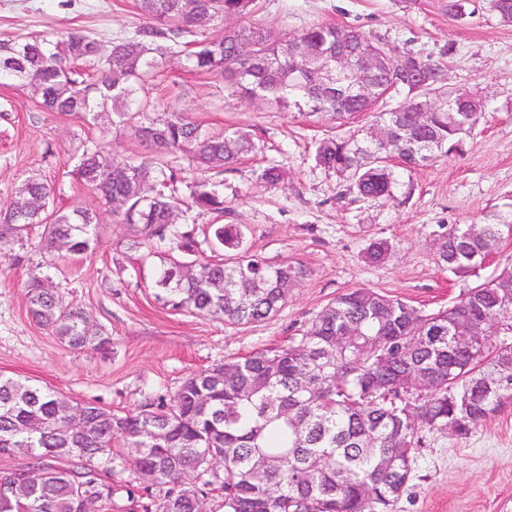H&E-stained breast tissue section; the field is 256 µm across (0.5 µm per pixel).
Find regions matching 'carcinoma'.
Returning a JSON list of instances; mask_svg holds the SVG:
<instances>
[{
    "label": "carcinoma",
    "instance_id": "cac0c4a2",
    "mask_svg": "<svg viewBox=\"0 0 512 512\" xmlns=\"http://www.w3.org/2000/svg\"><path fill=\"white\" fill-rule=\"evenodd\" d=\"M254 0H136L142 23L134 36L105 50L76 28L47 36L0 42V73L21 87L34 86L47 112L128 129L145 148L120 157L102 136L77 142L72 174L135 234L127 250L168 249L155 280L156 297L178 312L207 314L230 324H253L275 315L288 289L309 276L299 262L272 264L244 249L237 224H211L204 240L230 258L191 260L197 253L196 213L224 214V167L253 151L238 129L213 132L185 112H160L138 92L154 80L163 61L158 42L189 47L184 68L221 75L252 99L305 102L309 115L339 124L369 111L350 82L327 85L324 69L336 66L333 24L300 34L276 35L261 23L231 25L252 11ZM221 26L215 34L206 31ZM382 38L350 28L344 48L372 53ZM95 74L76 78L75 65ZM405 74L388 61L375 83L407 100L448 91L444 66L420 61ZM483 112H432L423 125L411 112H376L392 127L390 140L372 144L360 130L321 140L317 166L346 182L359 200L383 203L400 177L391 162L411 168L470 131ZM184 159L188 167L179 164ZM194 172L186 182V169ZM186 183L188 196L178 194ZM53 189L25 179L0 207V257L24 262L15 247L43 228L50 255H82L96 249L99 215L78 205H50ZM512 224H486L479 237L469 225L452 224L435 239L436 261L459 279L479 277L486 259ZM395 251L374 239L365 260L379 264ZM512 267L476 283L448 307L425 313L373 288L344 292L327 305L286 348L259 349L187 377L168 395H150L125 414L84 402L85 427L74 430L62 394L0 375V455L23 453L25 463L0 476V512H82L84 504L112 508L114 463L124 461L137 491L150 503L143 512H203L219 493L223 512H389L407 487L423 432L467 436L512 401V310L485 349L460 343V317H488L501 310V278ZM32 320L74 351L105 350L106 330L77 304H65L37 265L28 272Z\"/></svg>",
    "mask_w": 512,
    "mask_h": 512
}]
</instances>
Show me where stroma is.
Here are the masks:
<instances>
[{
	"label": "stroma",
	"instance_id": "1",
	"mask_svg": "<svg viewBox=\"0 0 512 512\" xmlns=\"http://www.w3.org/2000/svg\"><path fill=\"white\" fill-rule=\"evenodd\" d=\"M447 0H257L251 22L292 34L316 23L353 27L444 66L450 87L475 92L483 114L447 156L401 171V186L384 205L354 200L335 174L317 168L315 144L334 123L296 107L271 108L245 98L217 75L181 68L165 52L151 101L185 112L216 130L239 128L256 145L221 178L227 209L197 224H240L250 253L297 261L310 271L280 311L254 324L163 308L153 284L164 255L126 250L129 226L102 213L93 253L50 259L33 231L26 262H0V374L51 387L75 402L100 401L122 414L145 397L173 393L195 371L262 348L288 346L338 295L368 287L433 312L470 283L442 271L434 239L451 224H512V24L491 0H470L465 18ZM135 0H0V41L77 28L102 44L133 36ZM98 126L74 115L41 111L29 89L0 84V206L27 177L46 179L57 206L78 201L100 211L97 197L72 176L76 138ZM280 165L282 187H267L262 170ZM394 242L385 263L364 260L370 239ZM53 261L52 285L107 330L104 352H75L28 313L29 267ZM391 512H512V401L464 438L430 434L418 449L412 478Z\"/></svg>",
	"mask_w": 512,
	"mask_h": 512
}]
</instances>
